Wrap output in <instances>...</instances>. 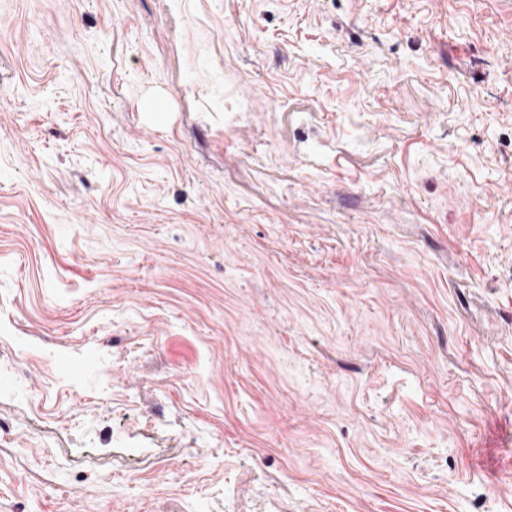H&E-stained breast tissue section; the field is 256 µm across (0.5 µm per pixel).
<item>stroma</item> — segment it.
<instances>
[{"label":"stroma","instance_id":"1","mask_svg":"<svg viewBox=\"0 0 512 512\" xmlns=\"http://www.w3.org/2000/svg\"><path fill=\"white\" fill-rule=\"evenodd\" d=\"M0 512H512V0H0Z\"/></svg>","mask_w":512,"mask_h":512}]
</instances>
